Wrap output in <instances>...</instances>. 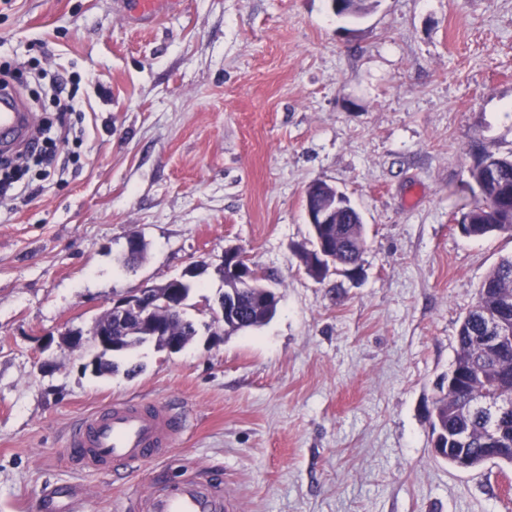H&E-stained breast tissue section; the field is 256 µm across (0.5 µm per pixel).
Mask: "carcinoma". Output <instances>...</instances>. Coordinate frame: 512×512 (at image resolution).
Wrapping results in <instances>:
<instances>
[{"instance_id": "cac0c4a2", "label": "carcinoma", "mask_w": 512, "mask_h": 512, "mask_svg": "<svg viewBox=\"0 0 512 512\" xmlns=\"http://www.w3.org/2000/svg\"><path fill=\"white\" fill-rule=\"evenodd\" d=\"M338 16H360L369 9L368 0H333ZM471 181L462 187L473 198L463 216L461 232L469 238L507 235L512 238V205H497L496 198L512 190V156L501 157L474 148L470 152ZM336 194V187L313 182L304 201L311 210L323 209ZM336 249V271L360 261L365 249V228L353 204L336 213V223L321 228ZM512 297V256L502 258L485 275L475 305L461 319L457 330L456 356L450 365H464L466 376L458 393L440 396L430 412L431 441L439 448L457 447L456 438L466 434L467 453L475 466L486 463L488 449H497L498 461L512 466V408L500 418L491 417L485 404L500 397L512 401V349L489 356L481 345L490 325L501 322L512 328V304L501 305L503 294ZM224 299L236 300L243 319L257 328L274 314L260 308L244 293Z\"/></svg>"}]
</instances>
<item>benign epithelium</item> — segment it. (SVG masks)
<instances>
[{"label": "benign epithelium", "mask_w": 512, "mask_h": 512, "mask_svg": "<svg viewBox=\"0 0 512 512\" xmlns=\"http://www.w3.org/2000/svg\"><path fill=\"white\" fill-rule=\"evenodd\" d=\"M318 260L312 262L313 278L322 279L326 268L335 266L333 255L317 249ZM224 275L239 288L249 291L261 288L266 294L272 290L265 285L263 274L250 262L246 251L239 246H229L224 249ZM189 284L186 276L172 278L160 285V297L151 302L143 299L141 293L125 295L112 299L105 312L93 321L89 330L67 331L61 334V345L72 351L80 350L84 345H90L94 353L83 362V366L91 372H96L98 363L112 352L123 346L136 348L146 343L161 344L164 351L177 354L184 350L187 342L179 337L170 335V326L184 311L187 297L174 298L173 291ZM206 310L214 321L222 322L227 316L238 317L236 305L224 302L220 298L217 305L206 306ZM512 330L501 324L490 327L486 336L487 346L497 350L504 337Z\"/></svg>", "instance_id": "benign-epithelium-1"}]
</instances>
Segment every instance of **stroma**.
<instances>
[{"label": "stroma", "mask_w": 512, "mask_h": 512, "mask_svg": "<svg viewBox=\"0 0 512 512\" xmlns=\"http://www.w3.org/2000/svg\"><path fill=\"white\" fill-rule=\"evenodd\" d=\"M118 0H0V62L31 112L34 73L79 80V149L0 200V512H120L129 492L222 477L241 512H512V467L454 469L428 411L460 320L512 238L463 236L473 147L512 152V0H180L130 27ZM344 191L365 225L362 274L308 276L304 191ZM147 243L125 262L127 241ZM279 296L267 325L225 335L207 305L226 245ZM197 334L119 371H82L57 336L112 297L181 276ZM143 370L127 377L130 363ZM185 407L188 430L127 480L65 450L113 401Z\"/></svg>", "instance_id": "1"}]
</instances>
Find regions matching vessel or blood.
<instances>
[{
    "mask_svg": "<svg viewBox=\"0 0 512 512\" xmlns=\"http://www.w3.org/2000/svg\"><path fill=\"white\" fill-rule=\"evenodd\" d=\"M178 0H122L125 17L159 21ZM31 114L11 91H0V148H12L28 135ZM187 427L185 416L171 403L110 402L85 416L66 448L81 467L130 470L167 453ZM138 512H238L236 498L221 482L187 476L152 484L136 500Z\"/></svg>",
    "mask_w": 512,
    "mask_h": 512,
    "instance_id": "vessel-or-blood-1",
    "label": "vessel or blood"
}]
</instances>
